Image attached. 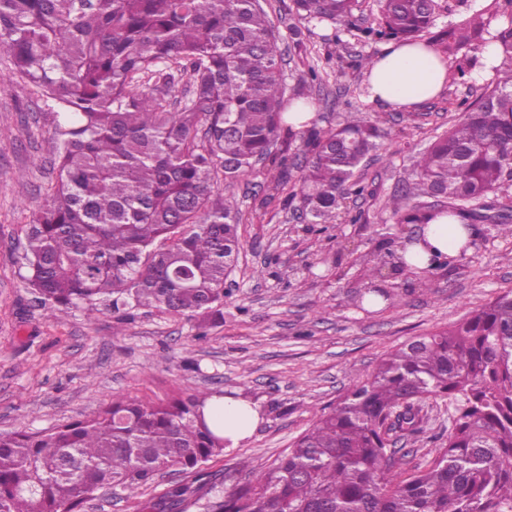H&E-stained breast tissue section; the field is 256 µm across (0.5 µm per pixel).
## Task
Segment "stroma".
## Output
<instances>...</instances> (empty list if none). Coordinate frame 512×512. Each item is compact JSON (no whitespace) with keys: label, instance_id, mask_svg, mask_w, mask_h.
Returning a JSON list of instances; mask_svg holds the SVG:
<instances>
[{"label":"stroma","instance_id":"35a3bbf8","mask_svg":"<svg viewBox=\"0 0 512 512\" xmlns=\"http://www.w3.org/2000/svg\"><path fill=\"white\" fill-rule=\"evenodd\" d=\"M260 4L282 38L286 84L312 67L322 74L310 95L317 126L359 111L385 137L360 170L367 193L346 199L330 224L297 221L296 204L272 194L268 164L237 182L242 248L226 280L224 321L202 339L193 320L167 312L137 310L121 321L101 303L94 312L78 308L55 320L35 306L18 259L27 246L24 226L53 178L54 115L12 75L0 50V432L81 420L115 397L239 395L260 406L263 420L239 447L205 465L226 473L231 485L248 477L240 458L257 469L270 464L385 354L512 290V235L480 224L482 243L452 267H434L421 280H387L390 296L377 304L357 299L361 260L397 233L393 195L412 180L431 139L480 98L484 83H448L411 110L380 107L368 101L367 70L357 65L382 49L359 36L374 24L377 0H361L343 26L310 23L300 44L291 39L298 23L291 0ZM424 413L419 432L404 441L411 467L431 461L448 438L447 400H427ZM183 478L170 469L133 495L99 492L83 512H152V503Z\"/></svg>","mask_w":512,"mask_h":512}]
</instances>
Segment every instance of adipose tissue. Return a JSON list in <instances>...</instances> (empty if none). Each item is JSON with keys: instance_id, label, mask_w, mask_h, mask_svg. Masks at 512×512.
I'll use <instances>...</instances> for the list:
<instances>
[{"instance_id": "obj_1", "label": "adipose tissue", "mask_w": 512, "mask_h": 512, "mask_svg": "<svg viewBox=\"0 0 512 512\" xmlns=\"http://www.w3.org/2000/svg\"><path fill=\"white\" fill-rule=\"evenodd\" d=\"M367 88L371 101L388 108L412 109L438 95L447 81V67L427 43L387 44L368 70ZM469 235L463 225L440 219L438 226H426L420 241L409 246V253L423 260L458 258ZM210 426L219 428L227 447H239L261 422L258 407L230 396L214 397L207 404Z\"/></svg>"}]
</instances>
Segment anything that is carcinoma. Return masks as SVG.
Listing matches in <instances>:
<instances>
[{
	"mask_svg": "<svg viewBox=\"0 0 512 512\" xmlns=\"http://www.w3.org/2000/svg\"><path fill=\"white\" fill-rule=\"evenodd\" d=\"M367 40L414 41L440 0H378ZM359 0H292L300 21L340 23ZM451 81L493 80L464 118L416 160L391 202L396 223L448 216L512 233V0L473 9L442 31ZM475 43L478 54L458 56ZM494 44L498 65L482 56ZM0 49L55 115L54 182L26 229L25 287L51 318L95 309H157L224 321V284L238 259L242 215L230 191L258 162L272 190L298 200L308 224H329L362 196L357 173L380 128L349 112L328 129L294 130L288 107L320 82L310 69L292 94L280 36L258 0H0ZM188 96L175 107V74ZM300 142L303 162L291 146ZM300 171L288 189L290 170ZM441 194L442 204L424 201ZM385 262L363 261L362 278ZM213 392L166 402L115 400L48 430L0 433V512H81L99 489L131 494L164 470L156 512H512V291L383 357L362 382L267 468L224 490L200 472L224 453L204 417ZM452 407L448 440L424 468L403 469L390 420L414 432L424 402Z\"/></svg>",
	"mask_w": 512,
	"mask_h": 512,
	"instance_id": "cac0c4a2",
	"label": "carcinoma"
}]
</instances>
